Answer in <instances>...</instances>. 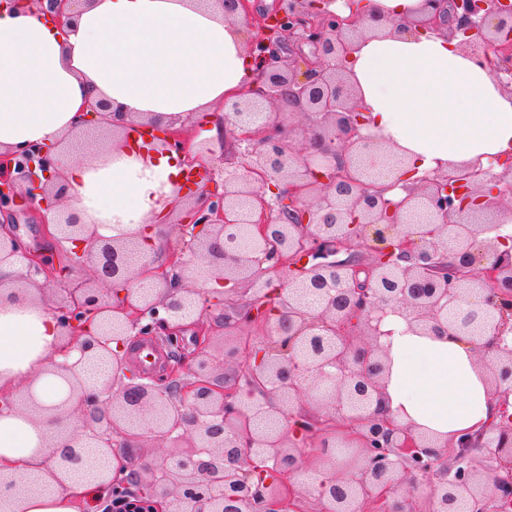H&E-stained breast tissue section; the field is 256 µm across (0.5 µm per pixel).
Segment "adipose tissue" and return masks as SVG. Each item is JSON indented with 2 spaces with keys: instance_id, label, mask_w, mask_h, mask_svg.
Listing matches in <instances>:
<instances>
[{
  "instance_id": "obj_1",
  "label": "adipose tissue",
  "mask_w": 512,
  "mask_h": 512,
  "mask_svg": "<svg viewBox=\"0 0 512 512\" xmlns=\"http://www.w3.org/2000/svg\"><path fill=\"white\" fill-rule=\"evenodd\" d=\"M245 27L192 0H93L70 28L42 11L0 5V152L54 143L85 101L107 99L128 118L179 122L216 111L256 82ZM367 131L419 172L488 165L512 148V93L458 39L382 31L358 40L345 62ZM175 154L145 160L134 148L64 163L68 208L106 237L148 224L160 196L177 187ZM388 372L382 407L445 442L495 421L493 397L468 338L412 332L397 315L383 324ZM66 331L32 293L0 297V393L36 392L47 413L29 421L0 414V470L22 476L46 442L79 447L63 427L64 383L47 374ZM94 487L79 473L46 479L23 512H77Z\"/></svg>"
}]
</instances>
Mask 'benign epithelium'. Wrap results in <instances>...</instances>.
<instances>
[{
  "mask_svg": "<svg viewBox=\"0 0 512 512\" xmlns=\"http://www.w3.org/2000/svg\"><path fill=\"white\" fill-rule=\"evenodd\" d=\"M87 0H13L20 9L43 7L61 27L73 6ZM218 3L224 17L246 16L249 0ZM335 0H276L250 40L259 85L225 107V122L243 149L244 171H224L182 196L185 216L177 241L155 261L139 232L106 238L75 213L61 209L67 196L62 154L35 143L0 153V214L17 206L33 216L58 211L42 223L56 253L26 244L17 231L0 234V263L22 265L18 287L53 293L46 309L68 331L61 349L80 358L51 362L48 373L69 388L64 403L78 413L73 431L116 465L94 484L119 498L129 494L118 449L146 434L188 439L143 464L138 485L152 512H294L296 479L312 461L310 441L328 447L332 434L353 450L343 470H333L308 495L320 512H499L512 501V151L491 167H456L412 180L399 201L385 196L375 157L388 152L362 132L364 120L344 66L363 33L392 26L397 32L448 30L478 62L490 65L512 92V0H423L419 18L390 24L380 14L347 16ZM297 38L313 53L285 55V39ZM279 102L305 116L302 146L274 112ZM110 111L103 100L86 102L74 133ZM154 148L172 150L204 167L210 139L184 127H164ZM501 172L492 176V167ZM247 226L254 249L228 247L229 230ZM80 242V250L63 248ZM365 246L369 256L359 258ZM150 279L152 287H143ZM250 295L224 316V329L253 324L281 345L258 348L250 336L224 353L231 373L215 374L213 331L200 308L206 289ZM407 319L413 332L461 335L489 352L479 363L491 390L505 393L499 421L466 431L433 450V440L380 407L387 371L386 317ZM195 329L194 350L161 381L126 376L124 345L133 336L162 334L171 344ZM49 411L34 395L0 400V411ZM82 464L81 449H44L54 477ZM430 484L425 505L404 488Z\"/></svg>",
  "mask_w": 512,
  "mask_h": 512,
  "instance_id": "obj_1",
  "label": "benign epithelium"
}]
</instances>
